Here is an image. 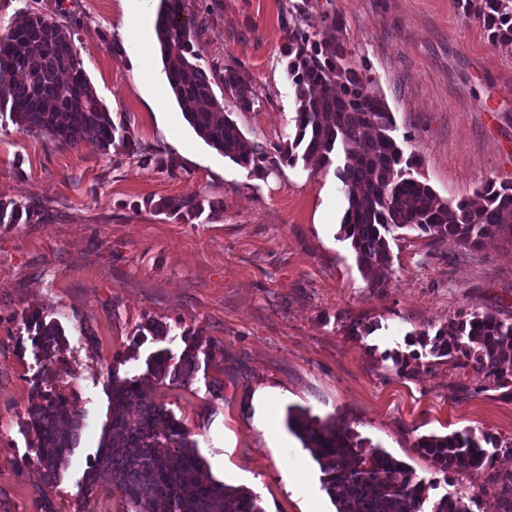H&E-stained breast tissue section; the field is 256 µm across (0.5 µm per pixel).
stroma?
I'll return each mask as SVG.
<instances>
[{
	"instance_id": "obj_1",
	"label": "stroma",
	"mask_w": 512,
	"mask_h": 512,
	"mask_svg": "<svg viewBox=\"0 0 512 512\" xmlns=\"http://www.w3.org/2000/svg\"><path fill=\"white\" fill-rule=\"evenodd\" d=\"M299 3L310 30L338 20L394 116V137L419 161L416 178L453 203L487 181L512 183V49L493 45L458 0H183L201 65L217 78L236 67L256 92L242 111L213 85L249 140L272 156L292 135L283 47ZM24 13L69 27L91 85L138 152L61 148L0 108V201L41 212L33 224H0V512H130L109 482L82 491L112 380L143 377L160 349L180 359L189 332L201 345L190 382L164 379L153 396L184 424L213 479L255 493L264 512H301L307 500L336 512L286 424L292 407L405 462L430 482L431 499L455 488L472 512H491L512 454L448 478L414 444L466 430L512 440V386L445 358L401 374L384 354L460 313L512 322V240L463 255L395 230L387 286L371 288L340 236L347 201L334 168L271 159L254 173L207 146L169 93L160 55L136 62L120 0H0V34ZM188 194L208 204L191 224L142 204ZM34 309L64 333L58 359L30 343L24 317ZM153 321L167 335L148 332ZM368 323L374 332L353 335ZM38 385L82 414L55 481L24 427Z\"/></svg>"
}]
</instances>
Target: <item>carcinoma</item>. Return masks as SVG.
Segmentation results:
<instances>
[{
	"instance_id": "cac0c4a2",
	"label": "carcinoma",
	"mask_w": 512,
	"mask_h": 512,
	"mask_svg": "<svg viewBox=\"0 0 512 512\" xmlns=\"http://www.w3.org/2000/svg\"><path fill=\"white\" fill-rule=\"evenodd\" d=\"M464 11L483 20L491 41L512 46V0H459ZM301 6L288 24L287 72L296 103L293 138L278 149L290 166L323 168L341 161L337 177L347 207L340 224L350 241L359 269L370 287L383 289L391 265L389 235L413 227L435 243H448L466 255L484 240L512 236V184L490 180L475 192L479 201L447 203L410 170L416 160L404 158L393 136L394 120L373 79L350 57L347 44L303 27ZM156 35L164 71L185 121L208 146L243 168L258 171L267 154L223 116L208 72L191 44L193 30L183 18V0H160ZM224 94L237 108L249 109L255 93L235 67H224ZM0 104L10 106L24 131L47 135L64 147L91 141L106 153L120 146L137 153L125 121H114L91 86L74 50L71 32L51 17L28 13L0 36ZM190 224L204 212L194 194L178 199L144 200ZM27 206L0 202V224L30 221ZM32 345L48 358L62 350V331L40 311L25 319ZM429 348L469 368L497 386L512 382V322L490 313L458 315L434 337L420 332L407 341ZM194 347L176 364L158 352L150 357L148 375L182 382L197 368ZM399 373L420 354L387 352ZM112 418L103 429L98 455L89 466L83 498L105 478L117 486L132 512H263L257 496L243 488L213 481L190 441L184 425L156 403L147 379L112 378ZM137 415L129 416L131 408ZM27 432L33 435L37 462L55 478L66 468L81 428L75 403L54 389L37 390L28 410ZM288 427L302 440L323 473V487L336 512H421L427 487L403 462L336 422H319L304 413H289ZM512 451L486 433L470 430L444 436H423L416 450L444 474H477L495 465L500 448ZM431 512H471L457 491L435 501Z\"/></svg>"
}]
</instances>
